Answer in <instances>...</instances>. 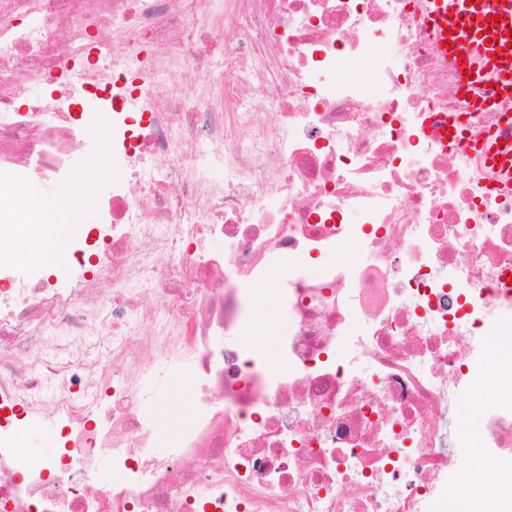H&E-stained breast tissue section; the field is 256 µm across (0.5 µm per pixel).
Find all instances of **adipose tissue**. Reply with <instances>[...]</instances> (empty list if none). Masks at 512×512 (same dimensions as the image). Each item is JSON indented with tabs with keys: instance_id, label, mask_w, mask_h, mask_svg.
I'll return each mask as SVG.
<instances>
[{
	"instance_id": "1",
	"label": "adipose tissue",
	"mask_w": 512,
	"mask_h": 512,
	"mask_svg": "<svg viewBox=\"0 0 512 512\" xmlns=\"http://www.w3.org/2000/svg\"><path fill=\"white\" fill-rule=\"evenodd\" d=\"M24 195L27 206L21 235L29 253L44 264L58 266L66 257L69 240L83 228L81 218L73 209L68 193L47 200L30 188Z\"/></svg>"
}]
</instances>
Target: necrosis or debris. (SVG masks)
<instances>
[{
  "mask_svg": "<svg viewBox=\"0 0 512 512\" xmlns=\"http://www.w3.org/2000/svg\"><path fill=\"white\" fill-rule=\"evenodd\" d=\"M425 5L0 0V512L512 506V391L462 406L512 344V182L482 149L512 98L464 97ZM32 183L97 209L51 272L11 232ZM24 432L59 443L35 465ZM460 440L487 479L458 480ZM154 392L155 402L149 408L157 417L170 425H180L189 419V409L179 401L181 387L164 376H155L148 381Z\"/></svg>",
  "mask_w": 512,
  "mask_h": 512,
  "instance_id": "4bbe7bcc",
  "label": "necrosis or debris"
}]
</instances>
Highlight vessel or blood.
Wrapping results in <instances>:
<instances>
[{
  "mask_svg": "<svg viewBox=\"0 0 512 512\" xmlns=\"http://www.w3.org/2000/svg\"><path fill=\"white\" fill-rule=\"evenodd\" d=\"M427 21L436 35V48L442 57L454 62L457 69L477 73L486 68L497 73L499 93L512 95V0H432ZM500 16L492 25V16ZM495 31L496 41H487L486 31Z\"/></svg>",
  "mask_w": 512,
  "mask_h": 512,
  "instance_id": "vessel-or-blood-1",
  "label": "vessel or blood"
}]
</instances>
